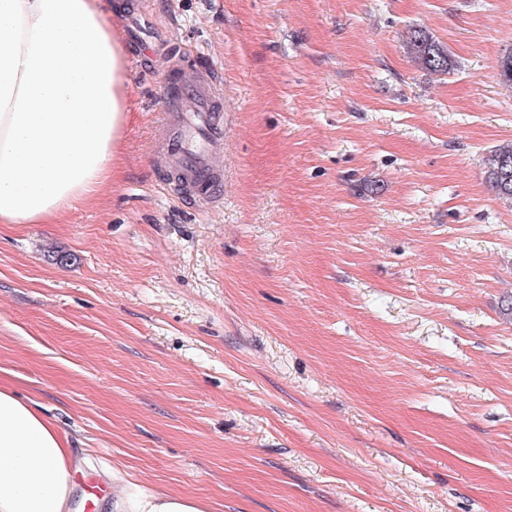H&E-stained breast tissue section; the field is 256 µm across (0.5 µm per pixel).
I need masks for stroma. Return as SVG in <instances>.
Here are the masks:
<instances>
[{"label":"stroma","instance_id":"stroma-1","mask_svg":"<svg viewBox=\"0 0 512 512\" xmlns=\"http://www.w3.org/2000/svg\"><path fill=\"white\" fill-rule=\"evenodd\" d=\"M126 2L215 67L224 197L161 190L165 59L129 60L112 182L0 224V379L211 512H512V0ZM407 51L417 65L429 72L450 74L455 70V61L447 47L424 29H411L408 35ZM485 179L499 198L512 200V142L490 151L485 162Z\"/></svg>","mask_w":512,"mask_h":512}]
</instances>
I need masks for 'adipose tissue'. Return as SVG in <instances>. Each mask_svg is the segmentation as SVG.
<instances>
[{
  "mask_svg": "<svg viewBox=\"0 0 512 512\" xmlns=\"http://www.w3.org/2000/svg\"><path fill=\"white\" fill-rule=\"evenodd\" d=\"M114 0H0V224H46L96 197L129 119L130 49ZM28 396L0 382V512H74L96 466ZM100 512H209L109 469Z\"/></svg>",
  "mask_w": 512,
  "mask_h": 512,
  "instance_id": "adipose-tissue-1",
  "label": "adipose tissue"
}]
</instances>
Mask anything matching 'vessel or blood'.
Masks as SVG:
<instances>
[{
  "label": "vessel or blood",
  "instance_id": "b4317fda",
  "mask_svg": "<svg viewBox=\"0 0 512 512\" xmlns=\"http://www.w3.org/2000/svg\"><path fill=\"white\" fill-rule=\"evenodd\" d=\"M131 26L144 47L158 46L155 24L147 14L132 18ZM167 71L161 101L165 125L157 157L173 171L179 186L198 191L200 200L209 203L223 195L217 160L224 154L226 128L218 77L206 64L186 72L174 53L168 56Z\"/></svg>",
  "mask_w": 512,
  "mask_h": 512
}]
</instances>
